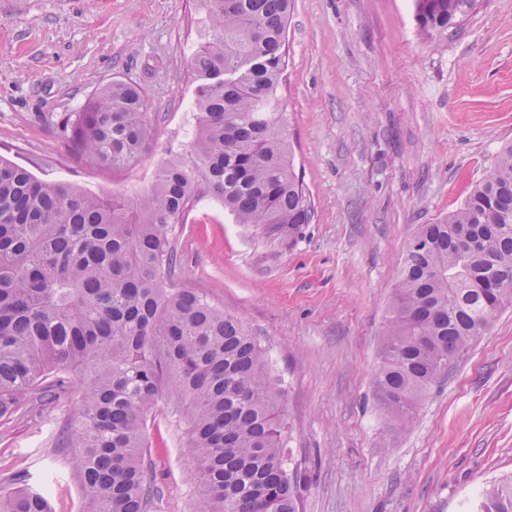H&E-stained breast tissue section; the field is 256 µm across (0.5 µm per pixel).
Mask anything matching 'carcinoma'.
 <instances>
[{
  "label": "carcinoma",
  "instance_id": "obj_1",
  "mask_svg": "<svg viewBox=\"0 0 512 512\" xmlns=\"http://www.w3.org/2000/svg\"><path fill=\"white\" fill-rule=\"evenodd\" d=\"M206 35L192 54L198 114L185 156L135 200L46 182L0 158V417L21 398L69 402L61 436L84 512H151L148 438L171 411L187 425L202 512H297L284 391L236 319L181 286L176 225L203 196L237 224L293 244L314 208L288 148L279 95L291 0H200ZM475 0H416L426 35ZM61 131L78 162L117 170L152 137L139 86L100 89ZM376 390L403 424L415 402L512 303V143L456 211L419 224L396 272ZM481 512H512V480L481 493ZM0 512H50L42 491L0 495Z\"/></svg>",
  "mask_w": 512,
  "mask_h": 512
}]
</instances>
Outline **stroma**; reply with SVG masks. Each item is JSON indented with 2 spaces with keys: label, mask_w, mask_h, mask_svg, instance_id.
I'll use <instances>...</instances> for the list:
<instances>
[{
  "label": "stroma",
  "mask_w": 512,
  "mask_h": 512,
  "mask_svg": "<svg viewBox=\"0 0 512 512\" xmlns=\"http://www.w3.org/2000/svg\"><path fill=\"white\" fill-rule=\"evenodd\" d=\"M199 0H0V156L95 193L147 189L184 151ZM280 90L314 206L294 244L201 199L177 225L181 283L257 337L285 381L298 512H472L512 476V306L398 426L374 386L395 270L419 224L448 215L512 141V0H477L432 37L415 0H294ZM115 80L139 85L153 127L133 164L75 161L59 122ZM80 397L0 421V490L14 475L54 512H82L71 451ZM153 512H200L182 425L157 418Z\"/></svg>",
  "instance_id": "obj_1"
}]
</instances>
